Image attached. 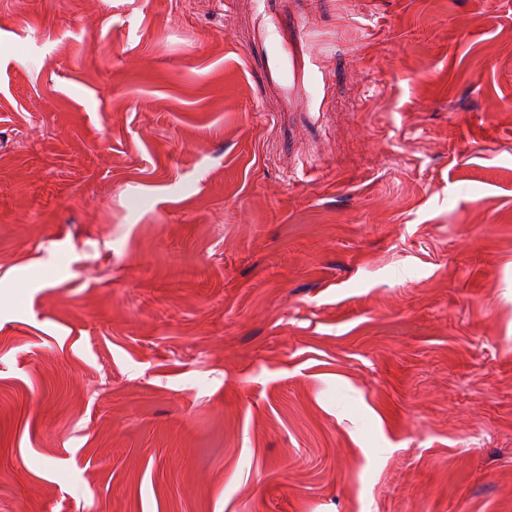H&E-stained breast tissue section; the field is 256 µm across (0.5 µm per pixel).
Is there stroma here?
<instances>
[{
    "mask_svg": "<svg viewBox=\"0 0 512 512\" xmlns=\"http://www.w3.org/2000/svg\"><path fill=\"white\" fill-rule=\"evenodd\" d=\"M0 512H512V0H0Z\"/></svg>",
    "mask_w": 512,
    "mask_h": 512,
    "instance_id": "stroma-1",
    "label": "stroma"
}]
</instances>
